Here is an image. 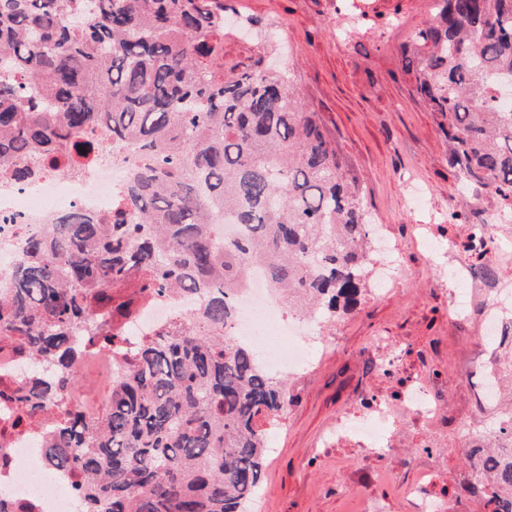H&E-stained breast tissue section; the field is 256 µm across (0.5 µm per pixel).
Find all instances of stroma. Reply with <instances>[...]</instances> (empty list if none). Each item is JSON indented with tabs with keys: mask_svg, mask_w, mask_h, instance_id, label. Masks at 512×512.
Listing matches in <instances>:
<instances>
[{
	"mask_svg": "<svg viewBox=\"0 0 512 512\" xmlns=\"http://www.w3.org/2000/svg\"><path fill=\"white\" fill-rule=\"evenodd\" d=\"M227 14L255 19L249 34L224 39V62L267 54L286 70L305 107L315 112L348 178L357 182L372 219V240L397 250L402 278L367 292L354 311L309 340L311 362L284 373L290 404L267 428L263 485L251 512H416L410 487L446 512H489L467 491L473 463L461 451L464 429L484 433L512 407V378L481 400V375L496 366L485 334L501 305L494 290L512 284V219L502 201L465 190L449 159L440 120L416 92L405 49L433 18V0H224ZM419 187L423 200L412 204ZM462 215L450 220L451 212ZM491 227L500 250L487 289H475L465 315L453 305L449 266L474 264L461 241L471 227ZM442 248L441 258L413 246L417 233ZM394 349L396 368L378 366L379 339ZM429 387L444 419L437 425L394 417L379 445L335 439L338 420L369 407L396 406L405 387Z\"/></svg>",
	"mask_w": 512,
	"mask_h": 512,
	"instance_id": "stroma-1",
	"label": "stroma"
}]
</instances>
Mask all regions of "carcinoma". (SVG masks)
Here are the masks:
<instances>
[{"label": "carcinoma", "instance_id": "carcinoma-1", "mask_svg": "<svg viewBox=\"0 0 512 512\" xmlns=\"http://www.w3.org/2000/svg\"><path fill=\"white\" fill-rule=\"evenodd\" d=\"M415 30L418 92L448 127L463 182L512 200V0H436ZM224 0H0V167L35 176L33 154L87 160L106 139L132 141L147 165L107 223L71 210L34 237L16 285L0 294V341L33 365L0 390L15 424L55 407L47 464L70 472L81 512H248L263 483L264 424L290 399L231 335L252 265L304 316L326 323L359 303L370 224L315 113L263 57L224 68ZM31 79L26 86L16 75ZM222 208L240 233L208 223ZM127 283L141 297L198 298L136 349L95 318ZM112 355L118 375L95 423L62 404L79 351ZM468 492L512 512V456L485 452Z\"/></svg>", "mask_w": 512, "mask_h": 512}]
</instances>
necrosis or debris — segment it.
<instances>
[{
    "label": "necrosis or debris",
    "mask_w": 512,
    "mask_h": 512,
    "mask_svg": "<svg viewBox=\"0 0 512 512\" xmlns=\"http://www.w3.org/2000/svg\"><path fill=\"white\" fill-rule=\"evenodd\" d=\"M145 164L137 146L125 142L102 150L91 164L63 176L43 164L26 183L0 177V291L13 288L29 236L51 232L66 211L77 209L96 219L109 214ZM198 306V299L177 295L142 304L122 323L128 348H135L143 337L156 334L175 318L192 316ZM313 328L311 320L281 313L280 300L272 293L263 268L253 267L238 293L235 338L263 349L271 367L290 370L301 361L285 357L286 348ZM53 418V413H44L42 426L27 430L14 427L12 418L0 413V455L9 458L7 465L0 466V487L16 502L34 505L35 512H78L73 475L47 468L42 459L47 425Z\"/></svg>",
    "instance_id": "obj_1"
}]
</instances>
